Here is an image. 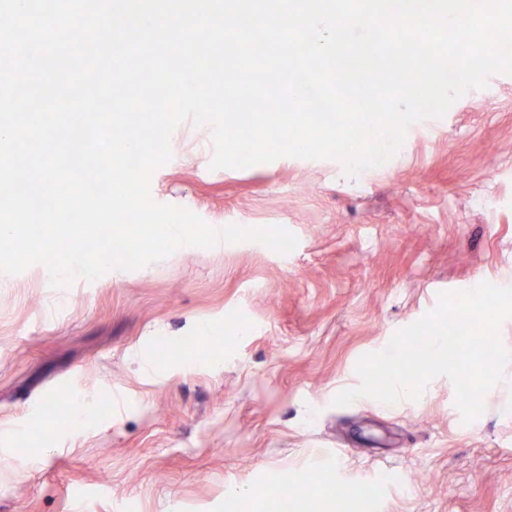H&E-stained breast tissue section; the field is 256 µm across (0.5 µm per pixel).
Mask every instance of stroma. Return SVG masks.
<instances>
[{
    "mask_svg": "<svg viewBox=\"0 0 512 512\" xmlns=\"http://www.w3.org/2000/svg\"><path fill=\"white\" fill-rule=\"evenodd\" d=\"M171 150L156 201L298 245L185 247L59 289L40 264L0 273V512H225L233 491L238 512H279L266 488L301 481L290 512H325L318 481L342 488L340 512H512V362L468 424L445 376L416 401L333 403L439 293L512 286V74L354 176L294 157L214 170L189 121ZM69 383L87 419L38 423L33 403ZM385 464L403 482H381ZM365 482L382 485L366 509Z\"/></svg>",
    "mask_w": 512,
    "mask_h": 512,
    "instance_id": "obj_1",
    "label": "stroma"
}]
</instances>
